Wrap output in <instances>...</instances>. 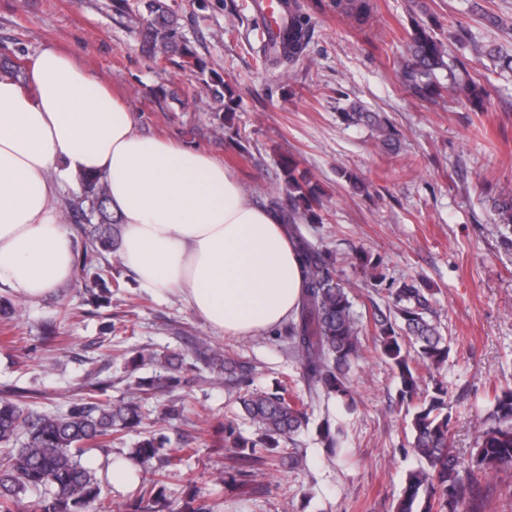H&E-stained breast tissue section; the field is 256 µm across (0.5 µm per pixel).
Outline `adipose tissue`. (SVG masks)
Returning <instances> with one entry per match:
<instances>
[{"mask_svg": "<svg viewBox=\"0 0 512 512\" xmlns=\"http://www.w3.org/2000/svg\"><path fill=\"white\" fill-rule=\"evenodd\" d=\"M103 176L120 259L155 296L215 331L255 336L294 313L302 274L279 218L208 153L136 129L131 108L71 54L0 77V293L35 303L74 279L61 202Z\"/></svg>", "mask_w": 512, "mask_h": 512, "instance_id": "obj_1", "label": "adipose tissue"}]
</instances>
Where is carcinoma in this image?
I'll use <instances>...</instances> for the list:
<instances>
[{
    "mask_svg": "<svg viewBox=\"0 0 512 512\" xmlns=\"http://www.w3.org/2000/svg\"><path fill=\"white\" fill-rule=\"evenodd\" d=\"M337 6L357 20L367 19L371 0H336ZM288 23L283 38L263 44L262 62L272 68H287L305 53L314 22L301 0H283ZM154 62L177 56L199 74L202 87L193 102L215 113L222 128L235 127L237 103L224 77L207 67L187 41L178 37L179 16L162 0H140L137 11L128 15ZM407 92L425 100L444 97L462 100L473 112L485 111L490 92L475 83L460 84L456 72L465 70L460 59L447 58L443 41L433 25L415 20L408 32L406 54L394 62ZM24 59L0 56V73L15 78L24 74ZM348 123H366L376 131L381 146L394 144L397 133L389 120L357 105L342 113ZM283 185L268 193L267 206L280 217L294 241L303 274L304 288L294 316L285 325L286 350L298 362L307 398L288 394L287 386L273 392H251L252 367L240 358H222L209 352L206 344L196 356L208 366L224 370V385L244 391L239 403L246 419L256 426L255 437L237 431L234 421L224 424V441L233 449L229 476L245 483L262 471L295 469L305 459L296 448V437L310 424L308 408L316 400H353L348 375L361 357L362 345L354 316L349 284L344 281L326 248L313 242L304 224L321 222L322 203L317 188L296 175L293 159L281 164ZM81 196L64 203L65 218L74 230L91 238L93 251L114 254L120 247V228L112 222L105 186L95 176L80 178ZM494 210L503 224H512V189L494 200ZM391 305L373 314L376 340L382 357L400 381V398L407 403L412 441L409 447L420 466L408 474L397 512H483L493 490L490 474L512 466V389L494 398L488 416L477 424L476 451L461 461L451 448V415L448 386L437 383L422 387L417 365L437 366L448 358L450 347L431 319L426 289L414 281H402L389 289ZM132 370L151 364L157 375L138 379L143 395L170 393L177 383L175 373L182 365L176 353L157 357L139 354L128 361ZM96 384L85 396L62 413L39 412L25 406L23 392L9 390L0 395V512H18L21 495L43 496L34 512H88L100 496L94 472L78 457L88 450L138 427L143 420L140 402L132 399L112 403L103 398ZM181 396L167 400L160 409L161 420L180 417ZM324 448L334 454L342 450L344 430L324 417L315 427ZM164 442L155 438L138 442L130 458L145 465L159 457ZM143 512H166L162 481L144 483L138 490Z\"/></svg>",
    "mask_w": 512,
    "mask_h": 512,
    "instance_id": "obj_1",
    "label": "carcinoma"
}]
</instances>
